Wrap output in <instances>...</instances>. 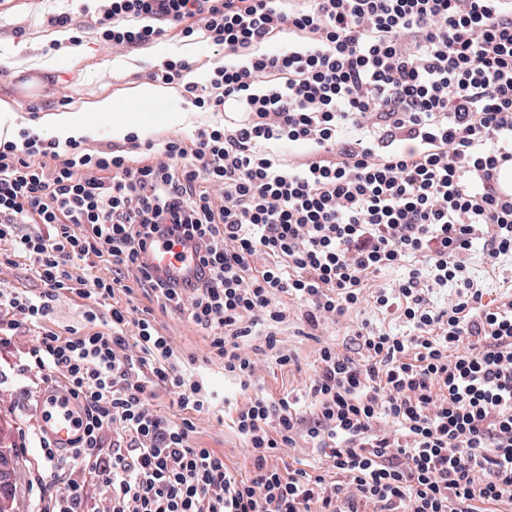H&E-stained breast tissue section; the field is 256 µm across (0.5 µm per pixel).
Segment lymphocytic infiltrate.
Wrapping results in <instances>:
<instances>
[{
	"instance_id": "1",
	"label": "lymphocytic infiltrate",
	"mask_w": 512,
	"mask_h": 512,
	"mask_svg": "<svg viewBox=\"0 0 512 512\" xmlns=\"http://www.w3.org/2000/svg\"><path fill=\"white\" fill-rule=\"evenodd\" d=\"M116 50L163 36L222 51L147 74L210 113L190 137L127 135L117 148L23 129L0 143V349L31 333L19 376L73 401L61 446L32 428L38 472L60 477L35 512H475L512 506V300L492 307L469 265L512 256V0H88ZM278 51H269L271 42ZM301 147L288 159L284 146ZM194 243V279H156L142 256ZM404 269L388 288L380 273ZM450 290L446 307L433 290ZM142 292L148 306L134 303ZM86 303L67 332L50 321ZM296 300L312 330L370 304L364 362L322 346L308 404L258 393L233 425L252 468L194 442L216 411L194 356L155 324L173 311L251 386L287 366L280 325ZM406 330L391 334L376 315ZM164 388L175 417L154 410ZM320 474L276 459L298 442ZM109 494L99 510L85 490ZM82 303L81 300L61 302L50 323L51 327L64 333L69 326H80L83 323L82 315L85 309L81 306Z\"/></svg>"
}]
</instances>
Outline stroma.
<instances>
[{
	"mask_svg": "<svg viewBox=\"0 0 512 512\" xmlns=\"http://www.w3.org/2000/svg\"><path fill=\"white\" fill-rule=\"evenodd\" d=\"M63 12L73 14L80 25L79 44H72L68 33L49 25V17ZM97 27L94 13L82 12L79 0H34L33 4L0 12V98L14 100L20 127L40 131L46 111H76L109 96L114 101L115 111L135 112L143 117L144 124L137 129L140 136L158 139L173 133L190 135L201 118L180 95L166 99L164 108L159 109L155 104L141 103L131 91L144 83L146 73L157 62L189 56L204 66L222 60V53L205 42L169 40L156 41L145 49L115 51L100 42ZM29 65L45 68L48 76L45 92L34 103L18 97L12 82L14 73ZM166 112H182L186 118L170 129L161 123ZM470 262L484 289V302L494 306L501 304L503 296L512 293V259H502L493 266L486 264L482 247L477 244ZM373 315L369 305H361L316 338L302 335L303 321L290 317L281 330L280 340L294 355L295 362L285 368L273 364L262 366L257 373V387L274 399L304 392L313 374L319 347L328 342L335 344L338 352L357 356L352 331L358 322ZM155 317L185 354L195 355L197 370L215 396L240 408L249 402L253 391L226 379L221 364L208 360V342L201 331L171 313L159 311ZM43 397V386L20 381L13 374L0 383V442L13 449L10 456L13 468L11 512L33 510L30 481L34 477L37 451L23 445L24 433L30 427L25 410ZM196 426L198 446L223 454L229 469L248 467L249 457L242 440L222 421L220 414L198 416Z\"/></svg>",
	"mask_w": 512,
	"mask_h": 512,
	"instance_id": "35a3bbf8",
	"label": "stroma"
}]
</instances>
